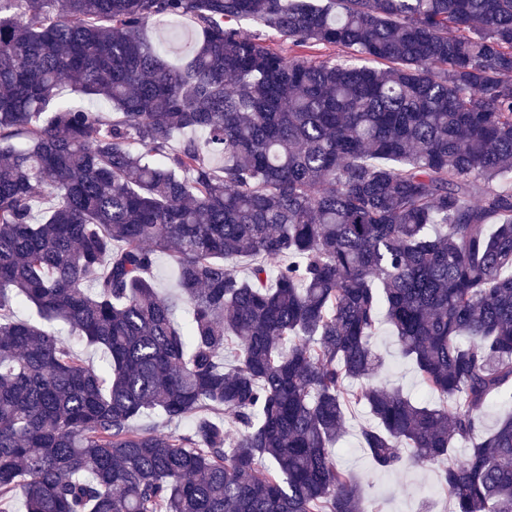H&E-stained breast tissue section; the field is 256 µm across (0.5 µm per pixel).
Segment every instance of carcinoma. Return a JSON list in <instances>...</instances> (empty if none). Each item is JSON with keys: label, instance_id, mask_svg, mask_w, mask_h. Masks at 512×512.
Wrapping results in <instances>:
<instances>
[{"label": "carcinoma", "instance_id": "cac0c4a2", "mask_svg": "<svg viewBox=\"0 0 512 512\" xmlns=\"http://www.w3.org/2000/svg\"><path fill=\"white\" fill-rule=\"evenodd\" d=\"M159 18L194 24L185 64ZM511 180L512 0H0V502L367 512L334 453L362 406L376 468L512 512V415L480 431L512 399ZM383 321L442 405L353 386ZM179 38H174L172 33L166 28L151 27L149 35L156 45L162 46L166 50V58L174 64L182 63L189 55L191 39L194 32L187 31L179 23ZM58 100L76 108L102 112L106 117L111 115V107L107 103L75 92L66 82L60 85ZM154 274L158 280L159 291L170 297L177 294L176 267L168 256L160 255L158 257Z\"/></svg>", "mask_w": 512, "mask_h": 512}]
</instances>
